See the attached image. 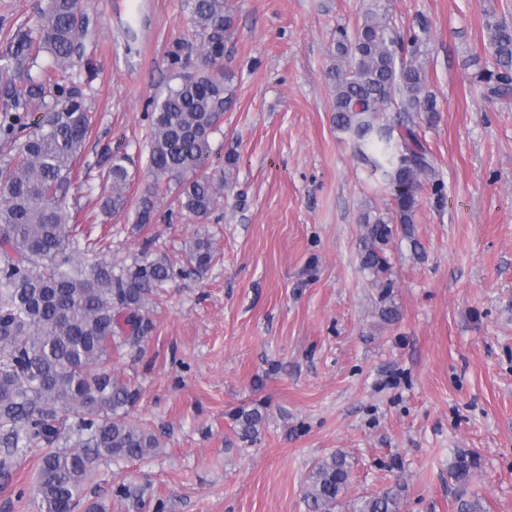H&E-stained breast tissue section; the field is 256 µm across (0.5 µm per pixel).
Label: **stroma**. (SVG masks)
Returning a JSON list of instances; mask_svg holds the SVG:
<instances>
[{
	"instance_id": "stroma-1",
	"label": "stroma",
	"mask_w": 512,
	"mask_h": 512,
	"mask_svg": "<svg viewBox=\"0 0 512 512\" xmlns=\"http://www.w3.org/2000/svg\"><path fill=\"white\" fill-rule=\"evenodd\" d=\"M227 4L233 105L211 140L215 158L238 157L224 205L204 222L173 217L166 195L141 225L152 101L201 43L184 0H82L89 27L72 72L90 84L92 129L71 195L97 260L127 265L149 243L178 260L204 233L216 247L207 270L163 284L140 351L111 362L139 391L129 421L159 452L100 462L84 499L106 512H307L312 466L342 452L352 481L336 512L396 482L401 512H456L450 467L472 452L471 490L489 512H512V103L474 80L490 58L486 24L512 23V0ZM49 6L0 0V47ZM371 7L400 30L428 27L420 63L438 114L422 135L445 184L440 205L422 189L412 238L391 245L393 322L360 261L362 216L390 196L332 105L335 30ZM108 150L130 159L131 204L107 214ZM255 406L265 420L250 444L232 415ZM38 464L29 455L0 474V512H33L24 492Z\"/></svg>"
}]
</instances>
